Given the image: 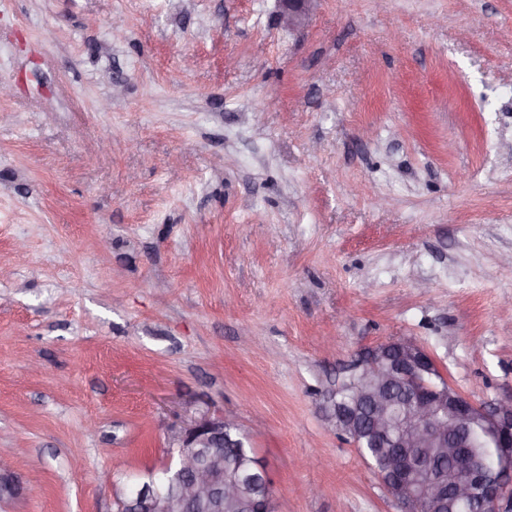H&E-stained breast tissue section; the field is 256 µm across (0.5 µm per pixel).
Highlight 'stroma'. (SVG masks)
<instances>
[{"mask_svg": "<svg viewBox=\"0 0 512 512\" xmlns=\"http://www.w3.org/2000/svg\"><path fill=\"white\" fill-rule=\"evenodd\" d=\"M0 86V512H118L207 411L275 512H398L358 352L512 398V0H0ZM281 5V17L288 28L305 27L313 12L315 2L319 0H278ZM21 492V482L15 475L10 462L0 458V497L18 496Z\"/></svg>", "mask_w": 512, "mask_h": 512, "instance_id": "1", "label": "stroma"}]
</instances>
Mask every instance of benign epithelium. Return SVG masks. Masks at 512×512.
<instances>
[{
  "label": "benign epithelium",
  "mask_w": 512,
  "mask_h": 512,
  "mask_svg": "<svg viewBox=\"0 0 512 512\" xmlns=\"http://www.w3.org/2000/svg\"><path fill=\"white\" fill-rule=\"evenodd\" d=\"M281 17L290 28L305 27L317 0H279ZM352 369L357 371V404L370 410L372 432L383 448L384 470L380 485L400 506L415 512L419 499L410 475L416 467H429L402 448H437L454 467L453 479L435 477L429 488L442 506L458 503L468 512H512V399L486 409L457 389L429 379L438 371L432 356L411 339L391 340L381 347L363 349ZM494 448L491 481L473 465L470 447L473 427ZM237 425L220 413L203 415L168 434L169 450L176 458L166 481L143 483L129 493L122 512H224V504L241 501L243 481L224 474L219 449L230 442ZM22 485L9 461L0 458V497L17 496Z\"/></svg>",
  "instance_id": "7a95c632"
}]
</instances>
